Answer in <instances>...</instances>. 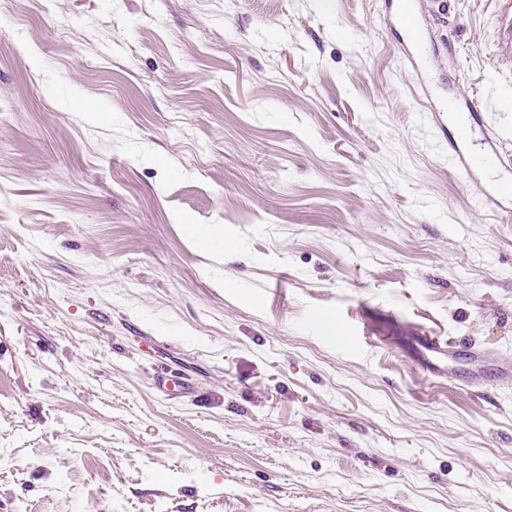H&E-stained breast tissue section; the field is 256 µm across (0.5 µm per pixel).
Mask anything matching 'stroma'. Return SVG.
<instances>
[{"mask_svg":"<svg viewBox=\"0 0 512 512\" xmlns=\"http://www.w3.org/2000/svg\"><path fill=\"white\" fill-rule=\"evenodd\" d=\"M0 0V512H512L494 0ZM97 117H89L87 105ZM223 241L205 237L210 226ZM456 112H467L468 117L464 121L459 122V129L461 131V138L454 140L452 143V153L449 155V161L457 168L465 171L466 173L472 172L476 167L477 162L473 154L464 149L466 139L469 134L473 132L474 125H480L483 139L484 151L493 156L497 162L503 167L511 166V152L505 153L504 138L499 127L495 128L490 125L489 119L481 112V109L474 98H465L462 106ZM422 346L427 351L443 355L444 357H448V359L460 355L465 356L471 363H479L486 359L493 358V355L487 351L476 349L452 337H448L447 341L437 336H424Z\"/></svg>","mask_w":512,"mask_h":512,"instance_id":"1","label":"stroma"}]
</instances>
